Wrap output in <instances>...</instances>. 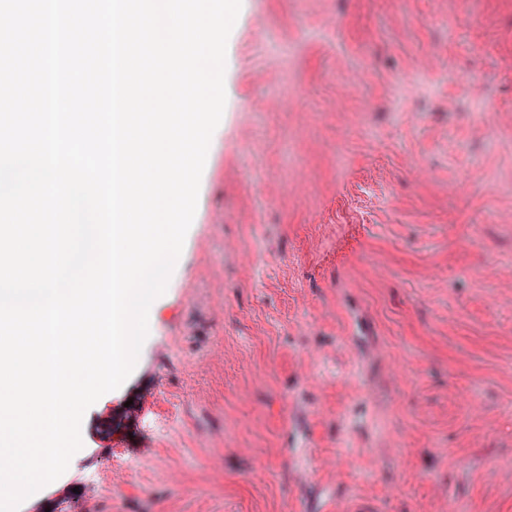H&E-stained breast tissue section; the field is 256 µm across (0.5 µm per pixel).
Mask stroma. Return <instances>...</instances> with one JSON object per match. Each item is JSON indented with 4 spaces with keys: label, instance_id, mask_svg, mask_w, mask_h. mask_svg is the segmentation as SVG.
I'll return each mask as SVG.
<instances>
[{
    "label": "stroma",
    "instance_id": "stroma-1",
    "mask_svg": "<svg viewBox=\"0 0 512 512\" xmlns=\"http://www.w3.org/2000/svg\"><path fill=\"white\" fill-rule=\"evenodd\" d=\"M224 82L138 363L19 512H512V0H242Z\"/></svg>",
    "mask_w": 512,
    "mask_h": 512
}]
</instances>
